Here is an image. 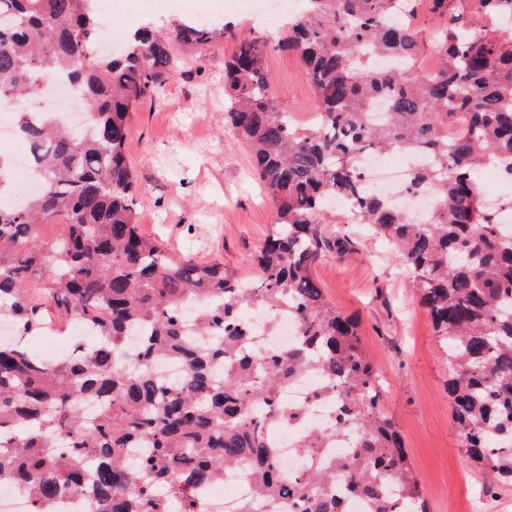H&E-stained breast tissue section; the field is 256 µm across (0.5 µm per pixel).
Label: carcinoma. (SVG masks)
Segmentation results:
<instances>
[{"instance_id":"obj_1","label":"carcinoma","mask_w":512,"mask_h":512,"mask_svg":"<svg viewBox=\"0 0 512 512\" xmlns=\"http://www.w3.org/2000/svg\"><path fill=\"white\" fill-rule=\"evenodd\" d=\"M433 2L445 23L427 42L413 22L418 0H306L277 44L239 41L224 64V108L274 213L256 277L245 280L221 262L178 261L140 231L126 159L134 108L157 96L182 48L201 54L226 26L184 20L162 34L146 25L114 58L96 51L94 0H0V112L29 144L43 186L21 208L0 207V317L28 337L51 318H78L97 336L54 363L0 341V486H21L35 512L86 479L92 512H172L173 501L177 512H201L206 487L247 460L256 492L293 512H348V496L366 512H427L355 323L313 278L326 253L348 250L318 220L333 201L348 203L417 282L452 368V423L486 474L483 495L512 484V225L476 181L491 164L512 183V26L495 24L512 0ZM274 47L295 52L314 87L317 121L303 131L268 82ZM426 51L434 71L422 65ZM378 55L393 66H376ZM60 77L82 91L89 131L32 118L41 85ZM377 102L388 120L374 127ZM394 150L429 157L411 182L434 192L428 223L364 188L360 154ZM188 299L205 303L191 326ZM249 308L287 313L298 343L252 356ZM160 359L178 362L180 378L153 375ZM307 368L322 373L339 413L299 440L315 464L290 476L267 428L303 420L279 394ZM84 399L101 402L91 421ZM345 430L349 453L320 459ZM142 447L147 483L124 455Z\"/></svg>"}]
</instances>
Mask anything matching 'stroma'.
Listing matches in <instances>:
<instances>
[{
    "label": "stroma",
    "mask_w": 512,
    "mask_h": 512,
    "mask_svg": "<svg viewBox=\"0 0 512 512\" xmlns=\"http://www.w3.org/2000/svg\"><path fill=\"white\" fill-rule=\"evenodd\" d=\"M225 2L112 0V24L128 32L147 23L163 28L189 6L229 25V36L205 54L182 51L163 92L137 108L127 156L141 192L137 217L144 234L175 255L219 261L250 276L274 217L247 152L224 124V62L240 36L273 40L288 24H265ZM266 73L295 124L309 127L315 94L297 57L270 51ZM321 222L345 230L352 247L327 254L314 276L336 309L358 324L383 385L381 403L402 433L429 512H471L485 477L460 448L445 391L448 361L413 278L342 206L325 210Z\"/></svg>",
    "instance_id": "stroma-1"
}]
</instances>
